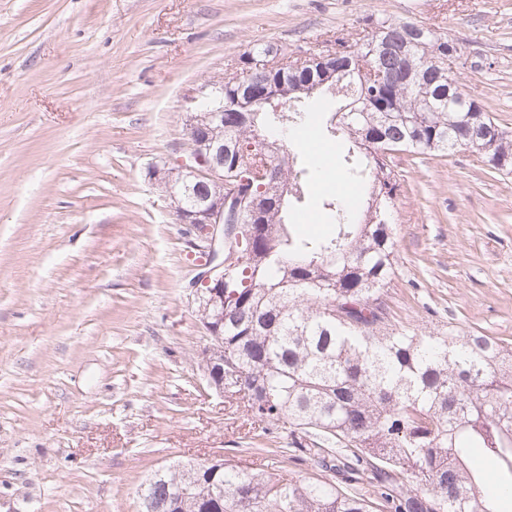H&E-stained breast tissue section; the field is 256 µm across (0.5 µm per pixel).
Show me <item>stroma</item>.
Masks as SVG:
<instances>
[{"instance_id":"35a3bbf8","label":"stroma","mask_w":512,"mask_h":512,"mask_svg":"<svg viewBox=\"0 0 512 512\" xmlns=\"http://www.w3.org/2000/svg\"><path fill=\"white\" fill-rule=\"evenodd\" d=\"M455 42L463 88L512 132V0H0V512H141L158 469L270 468L290 428L210 386L191 248L154 165L186 155L185 96L244 51L324 48L379 21ZM293 220L321 214L338 140ZM399 326L512 341V174L392 154Z\"/></svg>"}]
</instances>
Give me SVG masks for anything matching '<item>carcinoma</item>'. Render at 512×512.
Listing matches in <instances>:
<instances>
[{"mask_svg":"<svg viewBox=\"0 0 512 512\" xmlns=\"http://www.w3.org/2000/svg\"><path fill=\"white\" fill-rule=\"evenodd\" d=\"M379 32L362 29L336 41L350 63L340 83L364 99L366 112H345L341 131L352 146L344 173L362 186L359 207L333 194L322 207L332 237L299 231L289 222L316 170L284 137L315 123V103L336 100L332 83L320 85V64L265 72L255 87L250 125L240 129L235 112L224 113V173L235 169V141L255 140L274 159L267 182L270 204L260 215L242 216L239 233L252 242L248 261L224 284L225 367L241 374L247 410L264 423L291 427L286 459L306 457L332 478H294L282 467L269 471L224 463L195 477L182 502L172 486L179 466L156 471L141 490L142 512H499L512 493V343L458 326L418 330L391 323L382 296L395 274L396 248L388 211L397 176L391 152L448 155L471 143L487 174L512 173V137L496 136L487 112L475 124L478 102L459 81L429 59L459 53L457 45L411 21H384ZM393 50L382 56L381 41ZM271 47L255 46L235 66L245 71L274 60ZM387 73L361 86L357 66ZM292 94L263 103L281 84ZM224 104L242 96L235 76L224 77ZM480 448L492 470L475 467ZM224 497L211 498L212 482Z\"/></svg>","mask_w":512,"mask_h":512,"instance_id":"obj_1","label":"carcinoma"}]
</instances>
